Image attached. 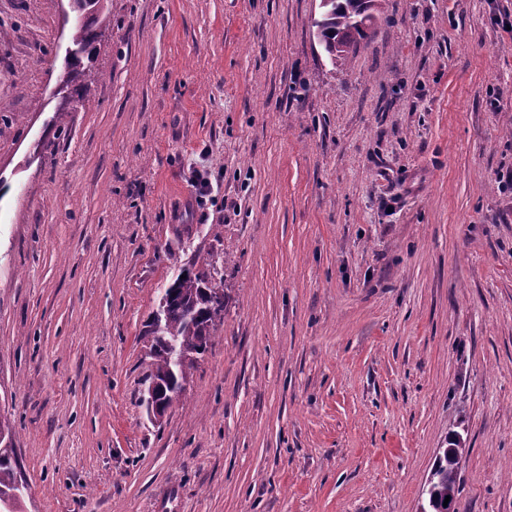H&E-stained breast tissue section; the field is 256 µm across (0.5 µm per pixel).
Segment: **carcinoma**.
<instances>
[{
    "label": "carcinoma",
    "mask_w": 512,
    "mask_h": 512,
    "mask_svg": "<svg viewBox=\"0 0 512 512\" xmlns=\"http://www.w3.org/2000/svg\"><path fill=\"white\" fill-rule=\"evenodd\" d=\"M104 0H73L74 10L80 14L92 12L87 22H77L72 35L74 46L93 43L94 27L109 26ZM384 0H370L366 5L361 0H320L322 14L314 22L316 37L331 61L343 64L364 37L365 30L374 25L384 13ZM99 76L90 67L75 71L65 80L69 86L79 82L84 89L98 81ZM224 289V277L204 279L198 275L176 279L174 286L166 289L169 308L161 335L170 341L180 357H175L161 344L151 349L152 370L150 380L165 384V402L171 406L181 396L192 370L208 350L214 324L207 319L208 298ZM460 443L453 441L452 447L441 448L437 461L426 480L428 512H437L443 506L448 493L459 494ZM20 462L13 444V429L10 422L0 417V493L15 488Z\"/></svg>",
    "instance_id": "obj_1"
}]
</instances>
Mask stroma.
<instances>
[{
	"instance_id": "1",
	"label": "stroma",
	"mask_w": 512,
	"mask_h": 512,
	"mask_svg": "<svg viewBox=\"0 0 512 512\" xmlns=\"http://www.w3.org/2000/svg\"><path fill=\"white\" fill-rule=\"evenodd\" d=\"M320 0H0V415L23 512H512V0H386L344 65ZM212 184L198 197L194 173ZM224 317L161 421L180 268ZM105 0H73L74 10L82 16L86 11L92 12L89 22L77 21L72 35V43L75 47L91 45L97 36L93 27L109 26L108 15L105 13L103 2ZM451 448H440L437 461L433 465L426 480V492L428 494V507L426 512H437V509L444 507L443 503L447 495H450L448 502V512L455 510V499L459 494L460 474H459V455L462 454V446L455 440L451 443ZM448 491L452 493H448ZM455 512H457L455 510Z\"/></svg>"
}]
</instances>
